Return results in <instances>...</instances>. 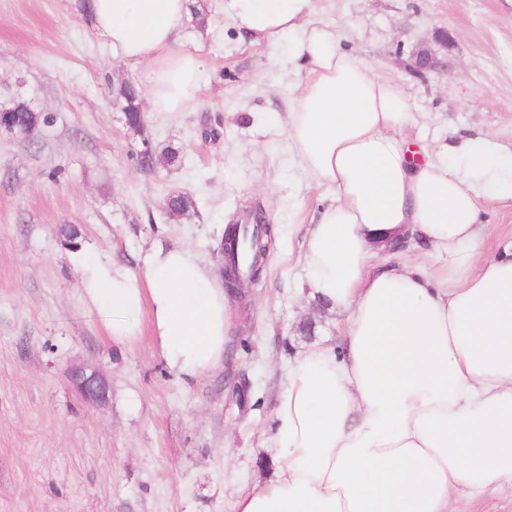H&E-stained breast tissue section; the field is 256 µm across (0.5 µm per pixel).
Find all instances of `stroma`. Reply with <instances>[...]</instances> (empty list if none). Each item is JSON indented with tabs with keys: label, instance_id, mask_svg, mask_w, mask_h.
Masks as SVG:
<instances>
[{
	"label": "stroma",
	"instance_id": "35a3bbf8",
	"mask_svg": "<svg viewBox=\"0 0 512 512\" xmlns=\"http://www.w3.org/2000/svg\"><path fill=\"white\" fill-rule=\"evenodd\" d=\"M194 8L184 39L203 60L200 95L188 111L147 113L135 134L114 103L134 76L83 0H0V110L54 116L24 140L0 130V512H234L273 467L288 362L343 334L342 314L295 296L323 192L289 163L282 128L257 120L287 112L305 74L295 39L255 44L224 0ZM312 19L409 97L430 150L473 123L512 148V0H313ZM421 49L436 70H414ZM146 145L180 160L142 171ZM177 194L197 204L178 221L163 206ZM259 214L272 246L232 304L221 366L184 383L146 316L137 342L112 343L73 252L137 275L152 249L188 245L218 270L225 226ZM482 219L484 253L512 244L511 205L486 203ZM77 366L105 380L99 406L73 385Z\"/></svg>",
	"mask_w": 512,
	"mask_h": 512
}]
</instances>
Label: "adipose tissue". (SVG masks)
Here are the masks:
<instances>
[{"mask_svg":"<svg viewBox=\"0 0 512 512\" xmlns=\"http://www.w3.org/2000/svg\"><path fill=\"white\" fill-rule=\"evenodd\" d=\"M191 0H87L96 35L148 92L184 112L203 61L183 40ZM253 42L296 36L310 66L281 123L311 182L330 194L303 241L301 289L346 316L344 350L288 365L270 478L235 512H451L512 487V255L479 258L488 200L512 202V151L479 128L417 157L411 102L335 33L312 0H224ZM409 236L424 262L376 263ZM108 337L138 340L149 315L160 355L196 379L220 365L224 281L187 246L147 254L141 276L87 250L73 257Z\"/></svg>","mask_w":512,"mask_h":512,"instance_id":"obj_1","label":"adipose tissue"}]
</instances>
